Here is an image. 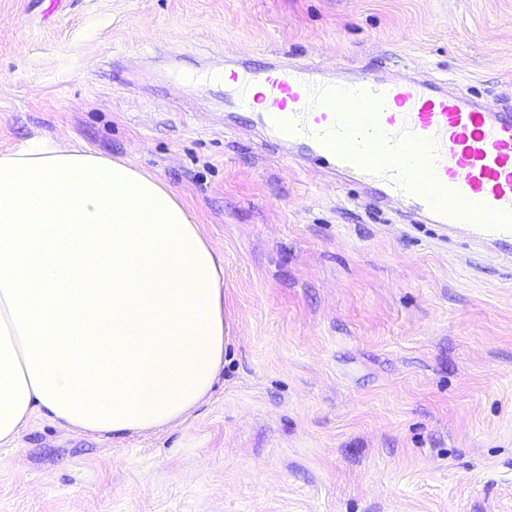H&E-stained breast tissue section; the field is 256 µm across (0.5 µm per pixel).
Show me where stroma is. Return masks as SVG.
<instances>
[{"mask_svg": "<svg viewBox=\"0 0 512 512\" xmlns=\"http://www.w3.org/2000/svg\"><path fill=\"white\" fill-rule=\"evenodd\" d=\"M512 90V0H0V152L162 180L224 258V368L185 421L35 414L0 512H512V264L303 172L224 105L215 48Z\"/></svg>", "mask_w": 512, "mask_h": 512, "instance_id": "stroma-1", "label": "stroma"}]
</instances>
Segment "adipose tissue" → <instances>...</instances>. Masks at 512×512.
<instances>
[{"instance_id": "obj_1", "label": "adipose tissue", "mask_w": 512, "mask_h": 512, "mask_svg": "<svg viewBox=\"0 0 512 512\" xmlns=\"http://www.w3.org/2000/svg\"><path fill=\"white\" fill-rule=\"evenodd\" d=\"M224 260L161 180L35 140L0 153V447L181 422L224 365Z\"/></svg>"}]
</instances>
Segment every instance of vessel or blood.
Listing matches in <instances>:
<instances>
[{
  "mask_svg": "<svg viewBox=\"0 0 512 512\" xmlns=\"http://www.w3.org/2000/svg\"><path fill=\"white\" fill-rule=\"evenodd\" d=\"M277 140L373 185L424 224L462 227L495 248L512 243V104L489 105L433 79L327 76L323 66L274 56L224 71L229 106L254 111Z\"/></svg>",
  "mask_w": 512,
  "mask_h": 512,
  "instance_id": "obj_1",
  "label": "vessel or blood"
}]
</instances>
